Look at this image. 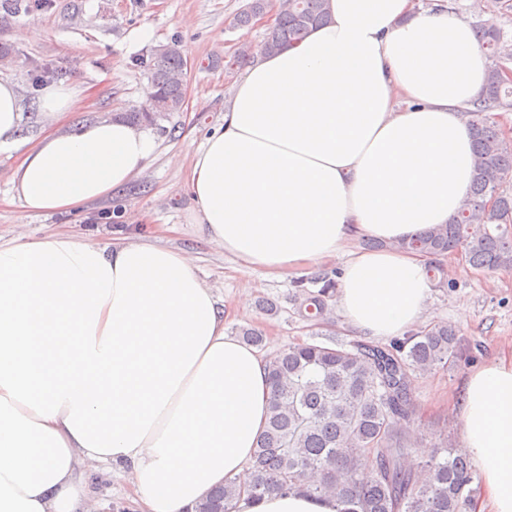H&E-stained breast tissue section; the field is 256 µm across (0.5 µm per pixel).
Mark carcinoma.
I'll use <instances>...</instances> for the list:
<instances>
[{"label":"carcinoma","instance_id":"cac0c4a2","mask_svg":"<svg viewBox=\"0 0 512 512\" xmlns=\"http://www.w3.org/2000/svg\"><path fill=\"white\" fill-rule=\"evenodd\" d=\"M265 3L246 0L233 24H251ZM508 11L512 0H487L473 22L490 63L482 95L463 110L474 133L476 160L469 196L456 218L408 240L361 241L368 249L427 257L433 280L444 281L442 259L449 255L480 272H512V140L495 120L498 112H512V39L495 20ZM484 14L491 18L482 19ZM327 19L328 0H287L262 48L276 54ZM251 59L250 47L242 45L224 58V72ZM144 67L153 94L144 108L126 114L132 124H153L184 103L186 60L178 43L157 46ZM312 284L319 289L294 283L300 312L308 320L328 322L336 281L321 272ZM459 350V330L448 322L420 327L388 345H288L268 358L272 397L249 483L226 479L192 512H234L242 493L259 500L273 491L333 496L338 512H464L474 481L466 450L443 443L416 463L410 437L402 430L416 413L415 378L448 364Z\"/></svg>","mask_w":512,"mask_h":512}]
</instances>
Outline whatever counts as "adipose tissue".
<instances>
[{
	"label": "adipose tissue",
	"mask_w": 512,
	"mask_h": 512,
	"mask_svg": "<svg viewBox=\"0 0 512 512\" xmlns=\"http://www.w3.org/2000/svg\"><path fill=\"white\" fill-rule=\"evenodd\" d=\"M488 62L448 0H329L305 40L256 55L193 158L191 220L244 270L341 260L342 325L405 335L430 295L426 258L391 249L450 223L474 137L462 110ZM0 75V151L24 120ZM154 140L103 118L50 133L13 174L22 207L69 212L144 172ZM387 248L357 250L360 239ZM272 396L266 358L227 333L193 258L147 240L51 233L0 243V512H87L93 474L127 471L138 512H189L246 481ZM483 480L471 512H512V358L469 371L456 408ZM236 512H337L297 492Z\"/></svg>",
	"instance_id": "obj_1"
}]
</instances>
